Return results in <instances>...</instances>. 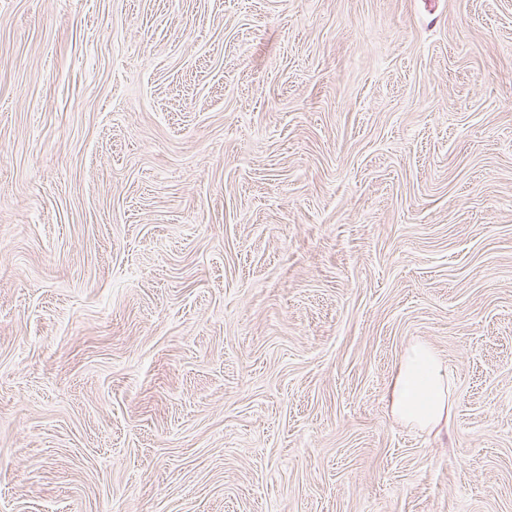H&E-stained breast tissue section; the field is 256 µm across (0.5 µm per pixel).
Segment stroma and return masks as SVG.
Here are the masks:
<instances>
[{
    "instance_id": "35a3bbf8",
    "label": "stroma",
    "mask_w": 512,
    "mask_h": 512,
    "mask_svg": "<svg viewBox=\"0 0 512 512\" xmlns=\"http://www.w3.org/2000/svg\"><path fill=\"white\" fill-rule=\"evenodd\" d=\"M0 512H512V0H0ZM451 380L436 352L428 345L405 349L388 392L393 416L408 425L433 430L448 426Z\"/></svg>"
}]
</instances>
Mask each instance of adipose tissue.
Here are the masks:
<instances>
[{"label":"adipose tissue","instance_id":"adipose-tissue-1","mask_svg":"<svg viewBox=\"0 0 512 512\" xmlns=\"http://www.w3.org/2000/svg\"><path fill=\"white\" fill-rule=\"evenodd\" d=\"M451 380L436 352L414 344L403 352L389 390L393 416L408 425L432 430L448 422Z\"/></svg>","mask_w":512,"mask_h":512}]
</instances>
